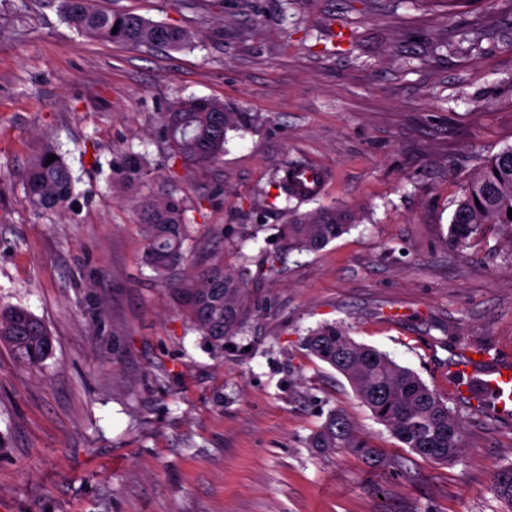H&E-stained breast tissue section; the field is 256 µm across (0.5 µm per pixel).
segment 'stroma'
Segmentation results:
<instances>
[{"mask_svg": "<svg viewBox=\"0 0 512 512\" xmlns=\"http://www.w3.org/2000/svg\"><path fill=\"white\" fill-rule=\"evenodd\" d=\"M194 33L136 50L64 23L53 0H0V305L55 338L37 370L0 345V503L9 512H507L512 422L461 403L460 351L512 357V249L498 226L459 248L455 203L512 146V0H100ZM344 37L332 41L333 30ZM244 113L194 170L185 275L223 262L256 311L214 349L142 265L125 153L164 170L158 135L188 96ZM53 145L74 178L36 216L20 175ZM310 163L358 221L289 249L275 191ZM276 257L268 268L267 257ZM415 371L460 419L451 463L410 452L304 346L324 323ZM383 448L373 469L312 434L334 410Z\"/></svg>", "mask_w": 512, "mask_h": 512, "instance_id": "obj_1", "label": "stroma"}]
</instances>
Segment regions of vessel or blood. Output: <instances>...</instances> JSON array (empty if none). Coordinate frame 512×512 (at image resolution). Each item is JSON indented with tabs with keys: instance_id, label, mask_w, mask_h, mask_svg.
I'll return each mask as SVG.
<instances>
[{
	"instance_id": "vessel-or-blood-1",
	"label": "vessel or blood",
	"mask_w": 512,
	"mask_h": 512,
	"mask_svg": "<svg viewBox=\"0 0 512 512\" xmlns=\"http://www.w3.org/2000/svg\"><path fill=\"white\" fill-rule=\"evenodd\" d=\"M295 178L305 191L320 192L325 175L311 164L296 167ZM449 376L458 389L459 399L475 410L487 412L503 420L512 419V360L495 363L473 359L470 351H463L448 368Z\"/></svg>"
}]
</instances>
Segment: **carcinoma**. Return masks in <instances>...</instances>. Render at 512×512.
Wrapping results in <instances>:
<instances>
[{"instance_id": "carcinoma-1", "label": "carcinoma", "mask_w": 512, "mask_h": 512, "mask_svg": "<svg viewBox=\"0 0 512 512\" xmlns=\"http://www.w3.org/2000/svg\"><path fill=\"white\" fill-rule=\"evenodd\" d=\"M61 18L85 38L129 47H189L194 37L183 29L153 22L142 16L106 10L98 0H58ZM117 32H112L113 28ZM243 116L231 112L224 103L210 98H188L172 102L164 113L160 137L168 144L171 157L182 161L184 169L203 168L224 153L226 133ZM46 147L29 163L22 175L25 196L37 215L64 207L72 192V176L62 158ZM122 179L147 183L152 171L140 157L128 154L121 168ZM285 200L306 201L313 195L299 190L292 174L279 181ZM512 146L488 157L471 176L457 201L449 224V236L458 247L480 235L487 224H497L512 247ZM144 241L143 262L165 285L178 292L197 331L213 346L238 335L256 310L243 280L224 269L212 267L191 277L183 286L177 270L185 260L183 244L188 240L192 219L183 198L173 188L162 196L143 194L136 201ZM355 215L344 206L327 205L313 210L290 211L281 234L288 247L317 251L346 233ZM0 344L19 363L38 368L52 355L54 337L45 324L27 309L0 308ZM307 351L341 373L356 398L376 421L418 456L448 463L461 448L463 428L440 396L413 370L398 364L387 353L356 342L347 327L324 324L305 340ZM310 446L321 452L338 448L377 467L387 463L379 448L363 437L342 410L330 413L310 438ZM492 489L512 509V468L494 475Z\"/></svg>"}]
</instances>
